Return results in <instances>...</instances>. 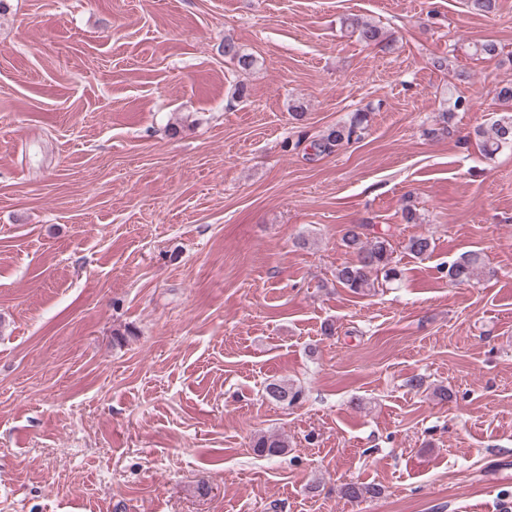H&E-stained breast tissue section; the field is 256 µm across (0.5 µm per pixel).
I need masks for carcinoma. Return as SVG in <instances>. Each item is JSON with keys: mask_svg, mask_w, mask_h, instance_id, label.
<instances>
[{"mask_svg": "<svg viewBox=\"0 0 512 512\" xmlns=\"http://www.w3.org/2000/svg\"><path fill=\"white\" fill-rule=\"evenodd\" d=\"M343 25L357 33L360 42L367 46H388L387 38L382 29L360 17L353 16L343 19ZM503 53V46L492 39L474 45V55L484 59H494ZM224 56L237 62L244 70L254 64L252 55L241 51L231 38L224 39ZM368 128V113L354 112L348 121L330 128L320 139L312 142L311 147L318 154H330L343 143L361 139ZM477 146L486 159L494 158L501 150L512 148V111L507 109L492 121L487 131H476ZM368 225L355 224L344 235V245L351 249L355 259L336 268V283L360 294L375 285L382 277L386 281H396L402 273L393 265V248L385 236H374L365 239ZM406 250L415 258L423 259L434 250L433 239L418 235L408 239ZM482 258L479 253L468 251L448 263L445 269L448 281L462 283L478 275L482 269ZM265 395L269 399L291 405L302 397V392L284 381L270 382L265 386ZM254 450L261 456L277 457L286 453L288 445L279 434L268 433L258 436L253 441ZM340 494L349 500L372 498L380 494L378 487L368 484L346 483L340 488Z\"/></svg>", "mask_w": 512, "mask_h": 512, "instance_id": "cac0c4a2", "label": "carcinoma"}]
</instances>
